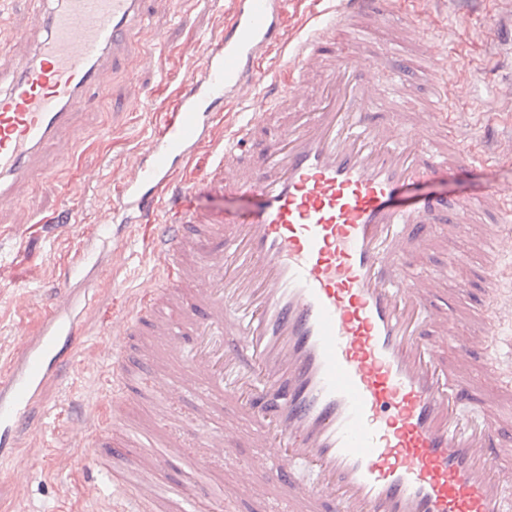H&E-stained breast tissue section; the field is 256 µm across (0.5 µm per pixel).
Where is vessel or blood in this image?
<instances>
[{"mask_svg":"<svg viewBox=\"0 0 512 512\" xmlns=\"http://www.w3.org/2000/svg\"><path fill=\"white\" fill-rule=\"evenodd\" d=\"M284 3L234 0L114 195L117 238L154 227L153 275L112 320L120 389L107 407L77 409L97 466H126L113 472L120 494L103 512H182L191 486L164 495L135 473L175 456L203 472L200 447L236 454L241 436L212 425L223 405L264 449V477L246 475V488L259 498L280 492L287 512H512V358L497 345L512 325V191L401 199L408 183L482 160L467 139H446L447 48L438 38L404 18L403 36L428 47L437 99L400 111L414 69H398L386 95L367 81L375 58L360 24L384 21L379 0H337L298 40L253 119L225 136L210 170L176 182L211 145L224 102L259 86L263 53L284 39ZM145 4L60 0L37 16L46 35L0 92V197L20 182L52 187L45 150L69 160L58 138L131 55ZM275 114L261 160H247L244 143ZM196 193L257 204L214 215L186 207ZM442 220L449 240L468 248L420 274L409 257L434 247ZM93 249V238L80 241L38 331L0 361V461L25 447L46 390L83 343L77 308L88 299ZM480 280L481 305L459 333L441 285L465 297ZM186 336L188 355L174 363L167 350ZM189 395L197 406L184 415ZM144 403L158 420L149 430L128 421L129 407ZM294 462L316 470L315 487L294 478Z\"/></svg>","mask_w":512,"mask_h":512,"instance_id":"b4317fda","label":"vessel or blood"}]
</instances>
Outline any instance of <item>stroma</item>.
I'll use <instances>...</instances> for the list:
<instances>
[{
  "label": "stroma",
  "instance_id": "stroma-1",
  "mask_svg": "<svg viewBox=\"0 0 512 512\" xmlns=\"http://www.w3.org/2000/svg\"><path fill=\"white\" fill-rule=\"evenodd\" d=\"M57 0H0V58L5 77L29 60L41 33L34 22ZM395 13L423 15L433 34L448 44L446 67L457 92L451 106L458 125L487 140L490 150L512 147V0H388ZM327 0H288L285 35L294 40L323 19ZM145 30L128 70L117 72L93 101L89 118L69 135L72 164L51 189L33 184L0 205L10 229L0 233V359L39 328L51 308L59 270L79 235L96 240L92 262L100 278L82 314L88 343L62 382L45 394L31 445L0 463V512H95L86 475L94 448L76 430L71 405L85 398L107 400L112 375L104 359L103 331L122 308L120 289L150 277L146 242L133 231L120 257H113L107 226L116 182L139 152L176 91L200 65L199 45L217 36L233 0H148ZM190 16L184 26L182 16ZM490 187L512 188V162L456 169L407 186L411 203L427 195L465 197Z\"/></svg>",
  "mask_w": 512,
  "mask_h": 512
}]
</instances>
